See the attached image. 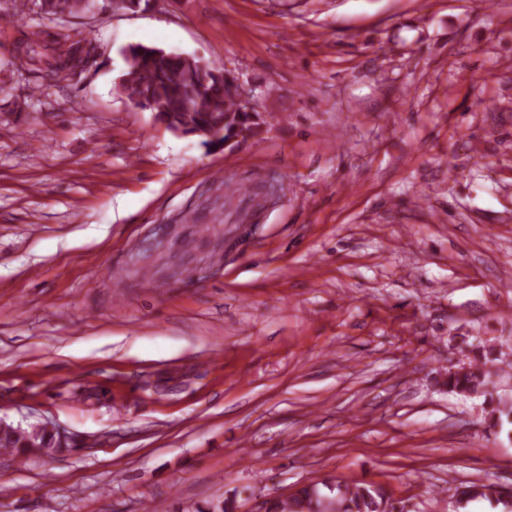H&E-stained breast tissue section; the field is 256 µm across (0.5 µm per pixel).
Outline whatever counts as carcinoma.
I'll use <instances>...</instances> for the list:
<instances>
[{"label": "carcinoma", "mask_w": 512, "mask_h": 512, "mask_svg": "<svg viewBox=\"0 0 512 512\" xmlns=\"http://www.w3.org/2000/svg\"><path fill=\"white\" fill-rule=\"evenodd\" d=\"M38 4L49 15L78 16L90 10L92 0H21L22 12L28 2ZM95 48L79 39L63 34L48 43L39 33L25 34L17 47L14 65L60 84L85 70L94 61ZM126 68L118 86L126 99L143 105L154 113V119L183 137H195L208 130L212 138L203 141L211 150L246 134L252 138L262 132L260 116L242 107L226 90L224 67L207 64L204 75L181 54H170L161 48L134 44L123 50ZM472 359L456 371L442 375V386L448 393L469 397L487 394L491 372L488 365L512 368V350L477 342L470 345ZM488 414L494 424L512 425V402L487 398ZM45 454L58 451L55 434L47 427L38 429L12 426L0 431V451L24 458L35 451ZM336 493L325 496L318 485H305L285 499L271 502L268 512H387L390 503L377 488L365 484L336 482ZM484 500L491 504L502 501L499 487L493 482L468 483L457 489V502Z\"/></svg>", "instance_id": "1"}]
</instances>
